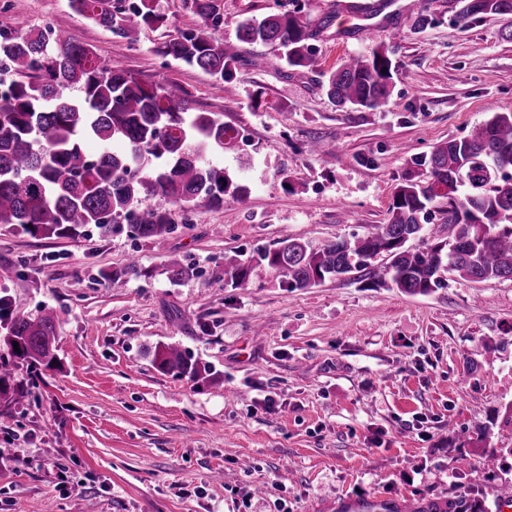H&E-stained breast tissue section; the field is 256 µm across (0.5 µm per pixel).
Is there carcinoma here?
I'll use <instances>...</instances> for the list:
<instances>
[{"mask_svg":"<svg viewBox=\"0 0 512 512\" xmlns=\"http://www.w3.org/2000/svg\"><path fill=\"white\" fill-rule=\"evenodd\" d=\"M70 3L131 42L142 29L166 22L154 0ZM188 4L204 26L164 41L157 53L201 69L222 90L244 56L206 30L221 22L215 0ZM506 14H512V0H456L460 22ZM315 37L295 11L248 18L237 31L243 44L282 50L281 59L294 68L314 63ZM2 58L8 81L0 83V224L29 235L75 237L91 224L112 232L122 218L134 237L162 241L176 229L170 207L201 202L221 208L224 197L248 193L203 158L224 153L234 129L214 112L194 111L186 91L171 92L176 83L146 84L119 64L97 61L89 47L53 26L35 33L0 29ZM392 69L389 50L374 48L325 73L326 94L342 108L380 107L391 94ZM87 140L105 149L88 153ZM114 141L125 149H107ZM411 162L424 171L398 185L388 223L319 249L284 240L262 252L259 264L291 290L357 277L369 286L428 295L445 286L447 274L473 282L512 279V112H494L466 136ZM150 198L164 204H151ZM442 201L445 238L427 224L431 207ZM411 240L418 245L407 246ZM254 270L252 260L231 258L224 265L226 283L245 288ZM7 317L4 342L20 348L16 356L34 367L54 368L56 313L11 318L8 301L0 298V319ZM154 362L191 380L201 374L199 365L169 344L156 346ZM476 505L454 495L415 512H474Z\"/></svg>","mask_w":512,"mask_h":512,"instance_id":"cac0c4a2","label":"carcinoma"}]
</instances>
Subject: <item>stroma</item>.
I'll return each instance as SVG.
<instances>
[{"label":"stroma","mask_w":512,"mask_h":512,"mask_svg":"<svg viewBox=\"0 0 512 512\" xmlns=\"http://www.w3.org/2000/svg\"><path fill=\"white\" fill-rule=\"evenodd\" d=\"M216 39L240 22L300 9L317 26L312 66L242 45L215 88L155 48L200 20L156 0L164 27L136 41L76 13L69 0H0V29L52 25L145 82L171 80L194 107L244 134L214 156L249 192L223 207L174 209L163 243L108 235L33 237L0 225V296L14 313L58 318V368L0 361L27 391L0 399V512H340L361 494L428 502L462 492L491 505L512 485V280L409 296L328 280L288 291L262 267L224 283V262L298 239L310 247L387 223L411 156L512 112V16L458 24L454 0H397L373 32L336 36L337 0H216ZM429 24L415 28L418 13ZM383 46L397 63L388 104L342 109L324 75ZM335 151L311 154V141ZM193 277L172 281L169 262ZM136 262L123 282L113 271ZM206 372L160 371L157 344Z\"/></svg>","instance_id":"35a3bbf8"}]
</instances>
